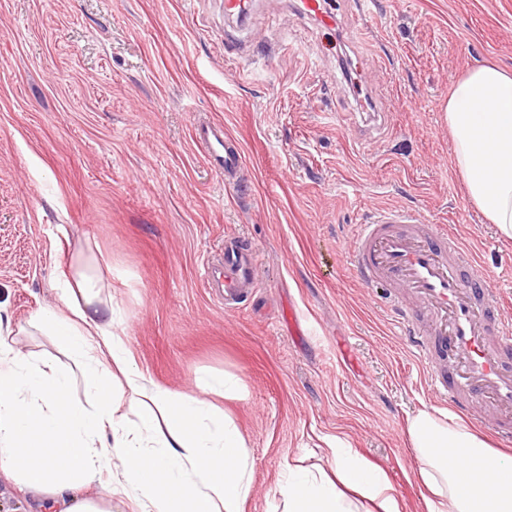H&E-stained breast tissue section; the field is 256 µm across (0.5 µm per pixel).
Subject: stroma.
Wrapping results in <instances>:
<instances>
[{
	"instance_id": "1",
	"label": "stroma",
	"mask_w": 512,
	"mask_h": 512,
	"mask_svg": "<svg viewBox=\"0 0 512 512\" xmlns=\"http://www.w3.org/2000/svg\"><path fill=\"white\" fill-rule=\"evenodd\" d=\"M335 12L329 27L294 0L242 20L223 0H0V313L22 353L73 367L33 317L90 266L153 382L193 393L202 373L240 378L239 399L213 401L247 442L244 512H283L286 465H325L328 437L385 473L402 512H428L406 427L435 404L348 254L371 211L411 207L478 242L512 293V241L469 198L445 113L469 68H512V0ZM228 32L249 41L247 63L226 58ZM347 55L385 120L364 126ZM199 120L241 146L239 184L194 141ZM228 235L259 263L233 311L202 276Z\"/></svg>"
}]
</instances>
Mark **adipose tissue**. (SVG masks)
Returning a JSON list of instances; mask_svg holds the SVG:
<instances>
[{
    "label": "adipose tissue",
    "mask_w": 512,
    "mask_h": 512,
    "mask_svg": "<svg viewBox=\"0 0 512 512\" xmlns=\"http://www.w3.org/2000/svg\"><path fill=\"white\" fill-rule=\"evenodd\" d=\"M448 131L469 198L512 240V71L470 68L448 96ZM101 280L79 271L60 308L37 319L75 366L21 354L0 320V476L15 481L35 512H243L252 464L234 419L207 396L240 395L236 377L198 375V394L152 382L120 336ZM82 377L92 408L71 397ZM418 473L437 512H512V458L466 426L423 410L408 421ZM327 468L289 467L279 493L285 512H400L396 488L379 470L328 443ZM99 484L93 497L82 487Z\"/></svg>",
    "instance_id": "adipose-tissue-1"
}]
</instances>
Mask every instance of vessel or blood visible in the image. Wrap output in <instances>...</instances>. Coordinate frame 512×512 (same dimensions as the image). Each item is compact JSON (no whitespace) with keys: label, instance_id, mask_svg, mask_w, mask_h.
<instances>
[{"label":"vessel or blood","instance_id":"b4317fda","mask_svg":"<svg viewBox=\"0 0 512 512\" xmlns=\"http://www.w3.org/2000/svg\"><path fill=\"white\" fill-rule=\"evenodd\" d=\"M225 180L244 168L237 142L208 123L194 128ZM359 284L388 285L390 322L406 341L429 396L452 414L512 441V318L501 291L458 235L426 223L414 209H379L358 225L350 260ZM252 243L224 239L220 263L204 280L225 307L240 306L257 286Z\"/></svg>","mask_w":512,"mask_h":512}]
</instances>
